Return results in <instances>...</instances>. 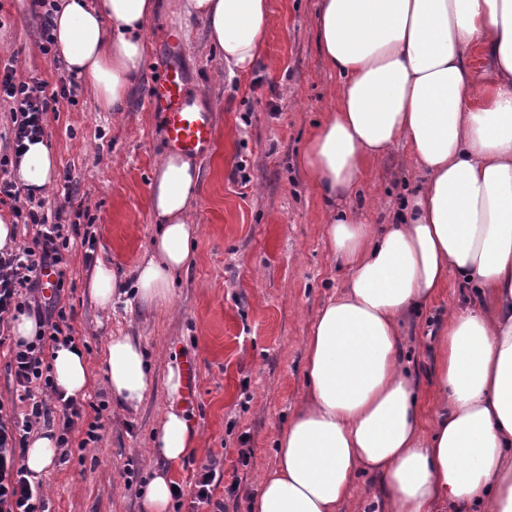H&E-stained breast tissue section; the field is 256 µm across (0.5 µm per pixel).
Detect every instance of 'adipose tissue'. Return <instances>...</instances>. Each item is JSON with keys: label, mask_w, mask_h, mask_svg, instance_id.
<instances>
[{"label": "adipose tissue", "mask_w": 512, "mask_h": 512, "mask_svg": "<svg viewBox=\"0 0 512 512\" xmlns=\"http://www.w3.org/2000/svg\"><path fill=\"white\" fill-rule=\"evenodd\" d=\"M204 20L208 48L229 73L263 57L269 0H171ZM158 0H60L57 47L98 105L125 111L143 79L148 21ZM317 38L342 84L302 166L327 204L357 195L371 161L406 148L423 174L399 221L377 228L348 212L327 224L349 272L306 338L307 386L275 439L251 512H340L360 475L383 482L365 512H512V0H322ZM479 51L490 73L467 60ZM55 157L29 145L15 173L47 191ZM193 159L169 153L155 167L150 203L160 226L132 286L167 301L173 275L193 262ZM456 274L472 296L435 338L439 403L423 425L418 384L400 360L401 324ZM55 384L83 395L84 354L59 348ZM113 399L135 408L151 383L133 336L108 344ZM183 413L168 407L153 453L190 450Z\"/></svg>", "instance_id": "obj_1"}]
</instances>
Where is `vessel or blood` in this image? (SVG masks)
I'll use <instances>...</instances> for the list:
<instances>
[{"mask_svg": "<svg viewBox=\"0 0 512 512\" xmlns=\"http://www.w3.org/2000/svg\"><path fill=\"white\" fill-rule=\"evenodd\" d=\"M146 106L161 113L165 137L171 150L200 156L214 142L212 115L186 92L185 77L176 63H168L152 83Z\"/></svg>", "mask_w": 512, "mask_h": 512, "instance_id": "1", "label": "vessel or blood"}]
</instances>
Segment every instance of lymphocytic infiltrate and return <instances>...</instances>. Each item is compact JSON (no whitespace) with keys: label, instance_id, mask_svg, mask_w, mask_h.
Returning <instances> with one entry per match:
<instances>
[{"label":"lymphocytic infiltrate","instance_id":"f902f5d3","mask_svg":"<svg viewBox=\"0 0 512 512\" xmlns=\"http://www.w3.org/2000/svg\"><path fill=\"white\" fill-rule=\"evenodd\" d=\"M79 87L75 74L61 75L56 85L16 76L12 59L0 60V102L9 103L12 128L0 149V204L10 206L17 222L32 225L31 244L19 249L0 250V328L20 315L36 320L33 340L5 341L11 358L6 365L9 378L28 401L21 414L0 417V512H49L38 485L29 480L24 454L35 426L53 429L60 462L97 443L103 428L104 404L64 396L54 382L45 361L46 348H74L73 313L60 304L66 278L65 251L74 245L93 260L97 238L80 229L88 210L78 201L70 183H63L61 202L55 212L45 202L23 191L11 173L25 150L26 141L45 137L48 113L57 111L60 101H74ZM52 271L54 283H45L44 271Z\"/></svg>","mask_w":512,"mask_h":512}]
</instances>
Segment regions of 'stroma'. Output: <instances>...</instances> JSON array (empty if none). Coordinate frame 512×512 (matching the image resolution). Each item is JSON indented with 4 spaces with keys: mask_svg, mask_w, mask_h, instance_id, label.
<instances>
[{
    "mask_svg": "<svg viewBox=\"0 0 512 512\" xmlns=\"http://www.w3.org/2000/svg\"><path fill=\"white\" fill-rule=\"evenodd\" d=\"M30 0H0V54L20 76L56 83L65 66L42 55ZM320 0H270L267 58L228 76L205 45V23L159 10L145 35L150 51L144 84L120 115L101 110L86 88L60 102L46 141L56 179L70 178L94 219L97 259L130 280L157 233L149 202L153 170L166 154L158 113L144 106L148 83L168 59L187 76L192 98L211 108L215 140L197 157L200 180L191 217L199 227L196 258L175 277L169 302L121 296L103 311L89 293L94 268L83 249L67 255L61 303L73 307L75 334L86 341L91 381L86 393L107 405L98 443L82 458L55 464L41 480L50 512H147L152 471L168 469L190 489L216 458L213 497L224 512H249L259 475L275 462L273 439L304 396L305 338L315 315L345 285L348 274L324 234L330 212L302 168V150L341 86L318 48ZM245 170H238V161ZM420 175L405 148L371 162L359 194L337 208L361 212L371 224L391 223ZM468 292L456 275L429 307L402 324L403 357L420 383V403L432 415L433 333ZM136 336L146 348L153 384L137 409L112 406L106 384L111 337ZM195 361L193 399L171 402L169 367ZM177 404L195 446L170 464L152 456L164 411ZM250 450L240 463V450ZM236 493H228L230 484Z\"/></svg>",
    "mask_w": 512,
    "mask_h": 512,
    "instance_id": "35a3bbf8",
    "label": "stroma"
}]
</instances>
